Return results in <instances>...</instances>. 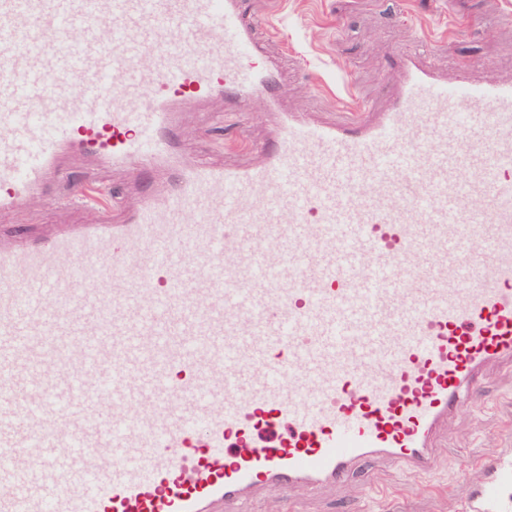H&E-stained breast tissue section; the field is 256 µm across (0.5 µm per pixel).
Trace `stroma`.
<instances>
[{"label":"stroma","mask_w":512,"mask_h":512,"mask_svg":"<svg viewBox=\"0 0 512 512\" xmlns=\"http://www.w3.org/2000/svg\"><path fill=\"white\" fill-rule=\"evenodd\" d=\"M264 18L269 52L284 65L286 106L321 120L338 110L381 104L396 74L390 58L436 39L443 70L492 69L512 78V0H249ZM274 116L263 100L228 112L224 102L184 105L181 147L190 159L215 166L255 164L272 137ZM106 187L98 202L78 203L46 194L23 198L0 212V229L37 231L95 224L105 210L120 215L154 195L150 172L100 169ZM512 423V368H489L480 389L449 420L440 439V460L431 475L402 473L393 463L361 466L342 487L312 493L267 488L247 512H464L482 472L479 461L505 447Z\"/></svg>","instance_id":"obj_1"}]
</instances>
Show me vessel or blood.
I'll use <instances>...</instances> for the list:
<instances>
[{
    "label": "vessel or blood",
    "instance_id": "1",
    "mask_svg": "<svg viewBox=\"0 0 512 512\" xmlns=\"http://www.w3.org/2000/svg\"><path fill=\"white\" fill-rule=\"evenodd\" d=\"M258 24L243 0H0V210L73 160L90 190L134 163L166 187L0 239V512H239L368 460L427 476L512 364V80L404 53L385 105L310 121ZM215 98L279 113L263 163L182 154L184 104ZM483 470L467 512H502L512 448Z\"/></svg>",
    "mask_w": 512,
    "mask_h": 512
}]
</instances>
